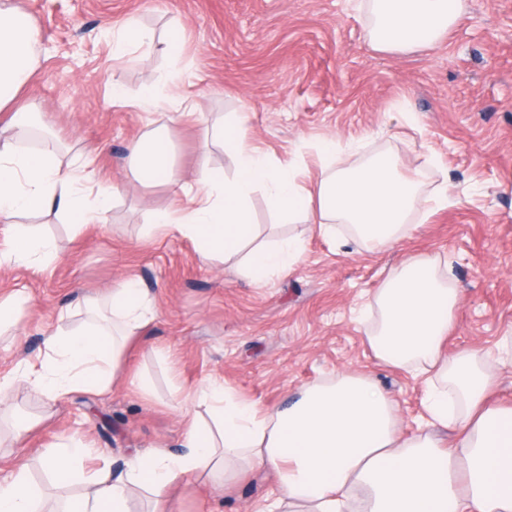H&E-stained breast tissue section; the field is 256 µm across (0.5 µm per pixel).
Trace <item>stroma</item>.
I'll list each match as a JSON object with an SVG mask.
<instances>
[{
    "label": "stroma",
    "mask_w": 512,
    "mask_h": 512,
    "mask_svg": "<svg viewBox=\"0 0 512 512\" xmlns=\"http://www.w3.org/2000/svg\"><path fill=\"white\" fill-rule=\"evenodd\" d=\"M41 31L34 73L20 93L64 163L98 148L97 178L121 187L103 223L77 228L62 215L24 213L52 239L55 260L43 266L0 265V295L32 304L16 331L0 335V372L38 362L44 332L73 308L88 319L84 298L104 299L133 278L153 297L157 315L124 353L109 391L75 393L49 403L18 382L0 404V430L13 418L42 422L16 447H0V483L21 463L48 500L77 495L54 488L40 455L85 436L121 475L135 455L180 452L179 397L212 381L262 409L288 406L307 386L362 371L388 395L404 433L423 428L425 384L385 367L367 341L361 307L407 258L436 257L460 290L448 351H487L512 337V0H464L459 21L432 43L386 52L369 38L364 0H12ZM154 45L142 56H117L112 34L130 22ZM178 39V57L162 44ZM163 98L188 95L196 112L169 124L181 179L200 159L233 177L234 156L202 137L205 126L247 116L248 142L269 160L293 165L303 185L325 165L323 142H357L348 166L389 154L423 173L421 192L442 184L453 202L415 213L394 247L368 252L344 224L335 236L288 223L263 190L250 200L259 241L297 237L303 251L286 274L256 277L234 264L202 263L193 244L151 230L152 212L178 208L167 185L144 187L126 170L127 146L148 116L133 107L146 81ZM120 88L122 99L112 90ZM281 495L258 473L214 493L200 478L177 496L172 512H259Z\"/></svg>",
    "instance_id": "obj_1"
}]
</instances>
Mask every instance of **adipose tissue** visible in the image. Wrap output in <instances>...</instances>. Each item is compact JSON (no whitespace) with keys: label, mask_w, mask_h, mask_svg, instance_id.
<instances>
[{"label":"adipose tissue","mask_w":512,"mask_h":512,"mask_svg":"<svg viewBox=\"0 0 512 512\" xmlns=\"http://www.w3.org/2000/svg\"><path fill=\"white\" fill-rule=\"evenodd\" d=\"M374 19L370 36L386 50L429 43L453 27L463 0H368ZM40 31L26 12L0 0V112L18 96L33 69ZM0 122V223L22 212L59 208L72 223H100L121 189L97 179L87 166L62 164L51 149H25L18 138L28 126L24 112ZM204 138L234 153L237 172L224 178L200 163L193 182L179 180L175 147L166 127L133 140L127 165L144 185L163 182L187 200L186 207L154 212L153 226L195 242L202 261L242 257L255 273H286L302 252L291 237L251 249L250 197L263 189L270 208L312 224L330 235L336 221L370 249L394 245L409 220L427 207L449 201L447 188L423 197L420 173L401 171L390 155L356 167H339L313 187L294 169L276 165L247 143L244 123L215 126ZM7 262H49L55 246L35 228L14 225ZM459 290L438 261L416 256L404 261L374 293L380 314L368 340L387 367L426 376L425 431L400 435L388 397L360 373L302 389L288 407L264 410L234 400L223 387L208 386L191 403L197 413L185 424L184 450L162 449L135 457L125 477L113 479L107 464L85 468L92 446L74 438L51 446L41 464L59 486L82 479L83 490L61 512H130V502L147 495L152 512H166L170 493L200 476L221 484L243 471H273L281 488L279 507L292 512H512V406L491 401L496 367L512 349L463 350L447 355L448 330ZM156 307L139 284L126 279L110 288L101 311L76 327L47 332L45 359L25 364L21 374L0 376V400L18 378L50 401L82 391L100 394L115 379L127 341L155 318ZM216 426H201V414ZM453 428L454 448L442 447L434 430ZM0 512H44V497L27 468L0 484Z\"/></svg>","instance_id":"adipose-tissue-1"}]
</instances>
